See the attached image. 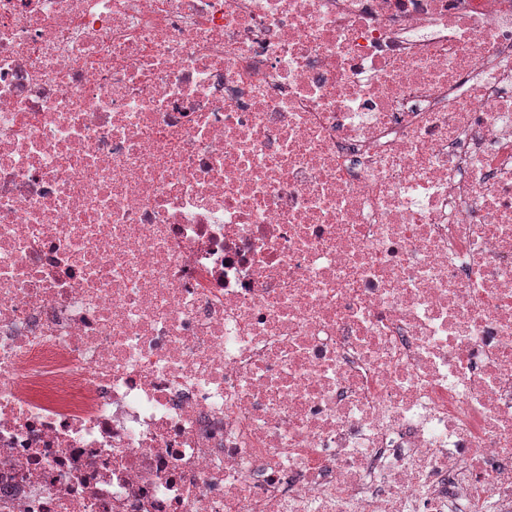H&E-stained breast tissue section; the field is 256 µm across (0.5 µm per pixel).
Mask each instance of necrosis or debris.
<instances>
[{"label":"necrosis or debris","instance_id":"obj_1","mask_svg":"<svg viewBox=\"0 0 512 512\" xmlns=\"http://www.w3.org/2000/svg\"><path fill=\"white\" fill-rule=\"evenodd\" d=\"M0 512H512V0H0Z\"/></svg>","mask_w":512,"mask_h":512}]
</instances>
